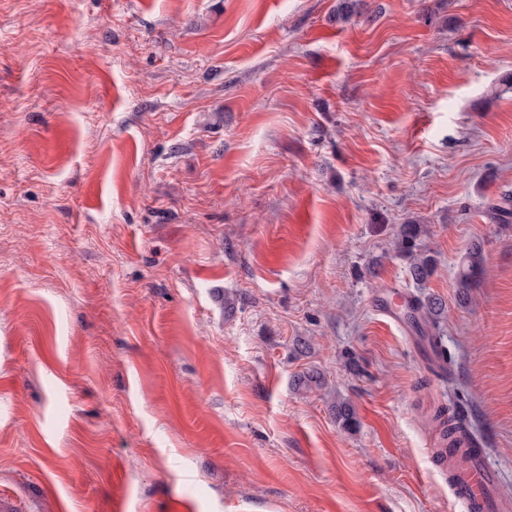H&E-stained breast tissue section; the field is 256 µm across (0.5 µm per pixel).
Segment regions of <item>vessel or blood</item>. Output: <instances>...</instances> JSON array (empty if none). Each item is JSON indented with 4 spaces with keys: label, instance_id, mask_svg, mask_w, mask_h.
<instances>
[{
    "label": "vessel or blood",
    "instance_id": "1",
    "mask_svg": "<svg viewBox=\"0 0 512 512\" xmlns=\"http://www.w3.org/2000/svg\"><path fill=\"white\" fill-rule=\"evenodd\" d=\"M452 495L466 504L469 512H512V506L496 498L497 476L488 466L482 449L462 440L450 458Z\"/></svg>",
    "mask_w": 512,
    "mask_h": 512
}]
</instances>
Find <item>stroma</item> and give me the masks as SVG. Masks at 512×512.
<instances>
[{
    "label": "stroma",
    "mask_w": 512,
    "mask_h": 512,
    "mask_svg": "<svg viewBox=\"0 0 512 512\" xmlns=\"http://www.w3.org/2000/svg\"><path fill=\"white\" fill-rule=\"evenodd\" d=\"M365 2L0 0L9 512H462L440 406L512 502V0ZM419 224H402L396 238L395 248L399 254L410 260L409 269L417 284L424 283L432 274L433 259L417 254L420 236ZM483 263L482 247L474 243L463 257L462 264L457 274V298L461 303H466L470 297V288L481 270ZM413 304V303H412ZM445 304L441 298L429 296L424 300L420 298L414 299V304L412 307L411 317L415 321L417 314V319L421 320L427 327H433L436 331L439 326V319L444 312ZM414 314V315H412ZM433 420L442 427L443 438L448 440L449 447L455 448L459 434L466 435L468 432L466 421L459 409L450 413L449 409L440 407L435 411Z\"/></svg>",
    "instance_id": "stroma-1"
}]
</instances>
